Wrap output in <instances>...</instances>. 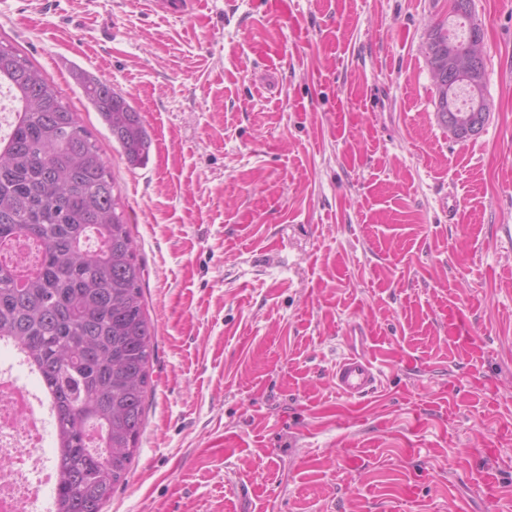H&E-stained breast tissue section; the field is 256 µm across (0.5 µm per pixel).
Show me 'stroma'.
I'll return each instance as SVG.
<instances>
[{"mask_svg": "<svg viewBox=\"0 0 512 512\" xmlns=\"http://www.w3.org/2000/svg\"><path fill=\"white\" fill-rule=\"evenodd\" d=\"M448 4L0 0V43L63 63L144 269L152 390L104 512H512V0H474L465 141L427 51ZM81 71L140 113L145 163ZM361 349L380 382L342 396ZM78 82L86 99L107 125L131 165L140 164L147 156L150 139L139 114L112 84L81 71ZM381 373L370 356L351 354L336 362L332 379L339 394L360 399L376 388Z\"/></svg>", "mask_w": 512, "mask_h": 512, "instance_id": "obj_1", "label": "stroma"}]
</instances>
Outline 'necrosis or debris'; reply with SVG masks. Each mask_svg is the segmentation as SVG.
Masks as SVG:
<instances>
[{
	"label": "necrosis or debris",
	"mask_w": 512,
	"mask_h": 512,
	"mask_svg": "<svg viewBox=\"0 0 512 512\" xmlns=\"http://www.w3.org/2000/svg\"><path fill=\"white\" fill-rule=\"evenodd\" d=\"M15 353L0 369V512H51L43 490L56 479L54 460L43 446L53 410L42 390L19 381L14 367H27Z\"/></svg>",
	"instance_id": "necrosis-or-debris-1"
}]
</instances>
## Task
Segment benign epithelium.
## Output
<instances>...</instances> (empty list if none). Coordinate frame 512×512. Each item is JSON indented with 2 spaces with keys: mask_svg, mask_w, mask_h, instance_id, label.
Returning <instances> with one entry per match:
<instances>
[{
  "mask_svg": "<svg viewBox=\"0 0 512 512\" xmlns=\"http://www.w3.org/2000/svg\"><path fill=\"white\" fill-rule=\"evenodd\" d=\"M430 44L432 73L448 76V81L442 84V92L437 98V115L453 139L466 140L483 129L489 116V105L482 90L485 59L458 51L457 45L452 41L444 45L434 38ZM458 82L466 84L473 96L472 107L466 111L455 106Z\"/></svg>",
  "mask_w": 512,
  "mask_h": 512,
  "instance_id": "7a95c632",
  "label": "benign epithelium"
}]
</instances>
